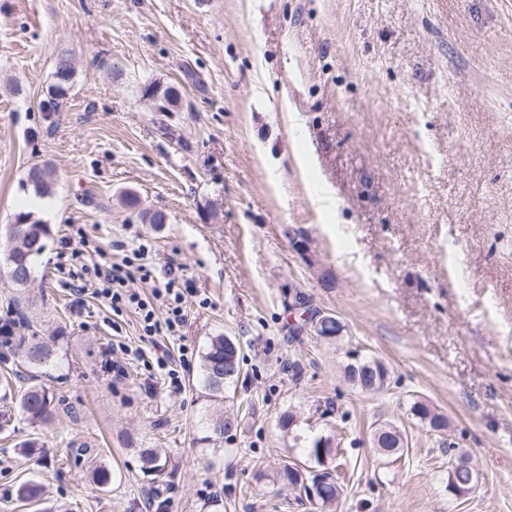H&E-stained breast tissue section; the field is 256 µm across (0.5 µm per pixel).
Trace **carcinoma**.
<instances>
[{
  "label": "carcinoma",
  "mask_w": 512,
  "mask_h": 512,
  "mask_svg": "<svg viewBox=\"0 0 512 512\" xmlns=\"http://www.w3.org/2000/svg\"><path fill=\"white\" fill-rule=\"evenodd\" d=\"M74 67L70 64V58L60 56L57 59L54 70V83L51 86V99L55 100L65 96L72 85ZM144 94L151 98L159 112H171L178 104L179 92L171 86L162 87L152 82L144 89ZM46 167L33 163L27 171L25 186L32 188L35 195L46 197L53 191L52 176L40 177ZM16 219L33 220V223L11 224L7 235V254L3 262L13 260V265L7 268L12 271L16 268L26 274L24 279L10 278L12 287L15 288L16 297L14 305L16 309H22V300L26 284L33 279L35 259L46 249V241L49 235L48 225L34 218L30 212H21ZM20 332L6 335L5 346L18 350L24 363L37 369L50 363L56 356L55 343L57 337L44 338L40 336V329L29 315H22L19 319ZM343 325L334 316L327 317V325L322 327L320 333L327 342H339L343 339ZM226 336L218 334L210 338L201 355V382L206 391L207 398L214 401H224V392L237 386L239 373L224 369V342ZM345 379L355 389L362 393L373 395L382 394L388 390L391 383V372L388 366L380 359L369 355H360L359 359L349 361L344 367ZM15 404L22 415L33 425H42L50 420L53 403V395L48 388L36 382L33 375L27 377L24 385L20 386L14 396ZM233 413V410H215L206 415L207 435L201 441L213 446L224 443V416ZM408 413L418 422L436 431L447 423H439L443 415L428 407L425 402L415 399L408 408ZM399 429L396 425L383 423L374 431L376 454L392 458L401 452L397 448ZM139 459L143 472L156 475L164 472L168 467L167 456L159 453L154 448H142L139 451ZM302 472L297 464H284L272 473V481L287 487L298 483ZM473 480V471L468 467L451 466L448 471V482L460 486L469 484ZM344 493V485L337 480L323 486V496L318 498L321 505L320 512H330L332 508L339 506ZM43 487L35 481H27L18 489V497L22 501L35 502L41 500Z\"/></svg>",
  "instance_id": "cac0c4a2"
}]
</instances>
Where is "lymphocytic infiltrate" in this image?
Instances as JSON below:
<instances>
[{"label": "lymphocytic infiltrate", "mask_w": 512, "mask_h": 512, "mask_svg": "<svg viewBox=\"0 0 512 512\" xmlns=\"http://www.w3.org/2000/svg\"><path fill=\"white\" fill-rule=\"evenodd\" d=\"M149 253L143 243L130 250L122 262L103 264L85 261L82 253L74 250L59 253L58 266L77 294L103 299L114 314L134 313L141 340L179 336L187 321L186 291L175 270H167L164 279H157Z\"/></svg>", "instance_id": "lymphocytic-infiltrate-1"}]
</instances>
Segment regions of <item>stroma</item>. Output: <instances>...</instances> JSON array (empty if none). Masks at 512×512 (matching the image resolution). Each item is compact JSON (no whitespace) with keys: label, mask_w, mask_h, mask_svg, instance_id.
Listing matches in <instances>:
<instances>
[{"label":"stroma","mask_w":512,"mask_h":512,"mask_svg":"<svg viewBox=\"0 0 512 512\" xmlns=\"http://www.w3.org/2000/svg\"><path fill=\"white\" fill-rule=\"evenodd\" d=\"M62 55L76 74L46 112ZM154 81L179 90L174 111L144 96ZM34 163L49 196L22 187ZM28 211L50 229L28 311L64 337L39 371L52 420L15 411L0 431V512H144L150 496L163 512H308L260 477L288 460L344 475L337 512H512V0H0V252ZM143 235L150 263L199 292L183 341L145 347L194 348L177 394L140 365L113 379L133 316L108 322L56 266L68 247L120 260ZM306 311L335 316L341 344ZM217 334L243 363L238 429L212 448L198 354ZM349 349L388 365L387 393L351 389ZM415 398L447 429L411 420ZM385 421L406 439L394 462L372 447ZM320 437L340 458L307 457ZM455 447L481 473L460 501ZM143 448L165 451L164 474L142 472ZM29 480L41 501L18 500Z\"/></svg>","instance_id":"35a3bbf8"}]
</instances>
